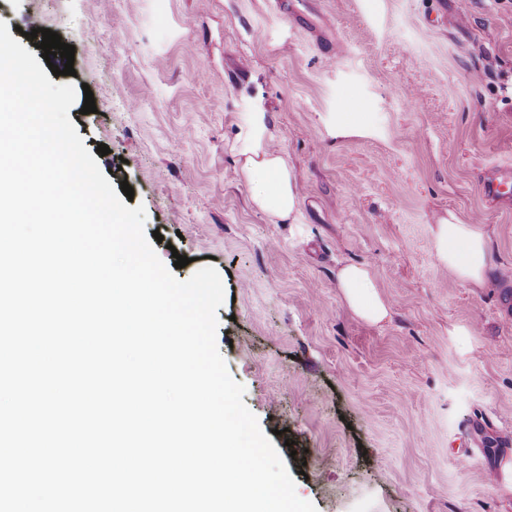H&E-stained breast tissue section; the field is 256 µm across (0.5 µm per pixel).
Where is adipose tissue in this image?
Wrapping results in <instances>:
<instances>
[{
	"label": "adipose tissue",
	"instance_id": "1",
	"mask_svg": "<svg viewBox=\"0 0 512 512\" xmlns=\"http://www.w3.org/2000/svg\"><path fill=\"white\" fill-rule=\"evenodd\" d=\"M238 172L251 188L253 207L272 219L295 223L298 192L294 170L283 151L274 147L263 120H255L237 136L233 145ZM436 259L472 288L484 287L494 267L489 239L472 224L456 216L440 219L436 231ZM345 306L362 321L379 323L388 314L385 298L376 286L370 265L346 264L336 272Z\"/></svg>",
	"mask_w": 512,
	"mask_h": 512
}]
</instances>
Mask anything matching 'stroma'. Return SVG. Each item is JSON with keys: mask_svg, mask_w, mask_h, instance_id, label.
Masks as SVG:
<instances>
[{"mask_svg": "<svg viewBox=\"0 0 512 512\" xmlns=\"http://www.w3.org/2000/svg\"><path fill=\"white\" fill-rule=\"evenodd\" d=\"M0 0L72 45L93 113L68 117L128 181L179 280L220 273L217 346L318 512H512V0ZM353 132L333 129L351 103ZM262 115L299 185L297 223L250 204L232 150ZM489 233L481 288L435 258L438 220ZM189 257L174 265L175 255ZM370 264L389 308L345 307L336 270ZM472 455L459 469L453 449Z\"/></svg>", "mask_w": 512, "mask_h": 512, "instance_id": "1", "label": "stroma"}]
</instances>
